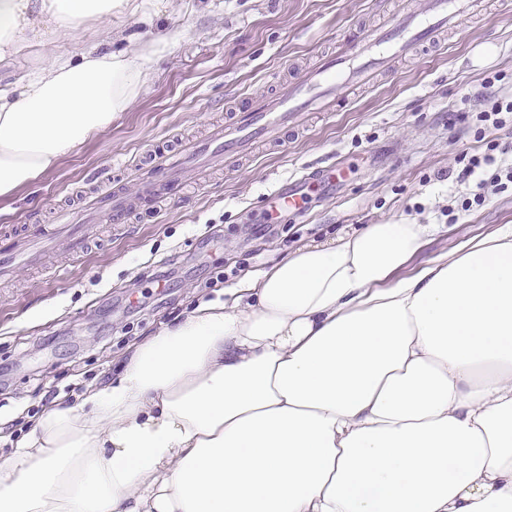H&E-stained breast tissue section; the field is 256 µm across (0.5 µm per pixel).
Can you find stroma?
Instances as JSON below:
<instances>
[{
    "label": "stroma",
    "mask_w": 512,
    "mask_h": 512,
    "mask_svg": "<svg viewBox=\"0 0 512 512\" xmlns=\"http://www.w3.org/2000/svg\"><path fill=\"white\" fill-rule=\"evenodd\" d=\"M412 0H165L152 23L140 15L87 24L59 41L76 52L95 32L170 34L153 78L110 127L78 145L57 167L0 197V225L51 224L60 209L81 216L96 178L181 140H200L224 124L239 94L265 96L333 51L338 40L386 22ZM512 89V0H482L476 14L438 48L396 62L335 111L309 112L283 142L257 143L228 169L189 182L175 200L147 205L131 222L95 227L81 257L62 251L53 271L23 269L0 282V460L53 401L77 404L91 385L117 374L130 348L225 287L270 268L298 246L364 224L442 225L402 270L413 274L467 236L512 224V191L446 216L449 178L473 129L449 128L448 111L472 109L482 79ZM339 185L322 187L320 168ZM310 177L303 216L266 227L265 197L293 175ZM170 278L157 282L160 272Z\"/></svg>",
    "instance_id": "stroma-1"
}]
</instances>
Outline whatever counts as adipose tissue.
<instances>
[{"label": "adipose tissue", "mask_w": 512, "mask_h": 512, "mask_svg": "<svg viewBox=\"0 0 512 512\" xmlns=\"http://www.w3.org/2000/svg\"><path fill=\"white\" fill-rule=\"evenodd\" d=\"M137 0H0V61ZM169 42L0 88V196L138 97ZM438 224L313 240L136 344L0 463V512H512V224L410 276Z\"/></svg>", "instance_id": "1"}]
</instances>
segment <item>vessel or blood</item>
<instances>
[{
    "instance_id": "b4317fda",
    "label": "vessel or blood",
    "mask_w": 512,
    "mask_h": 512,
    "mask_svg": "<svg viewBox=\"0 0 512 512\" xmlns=\"http://www.w3.org/2000/svg\"><path fill=\"white\" fill-rule=\"evenodd\" d=\"M476 9L477 0H416L413 9L394 15L386 25L343 38L335 52L281 86L276 95L241 99L234 121L206 139L182 142L172 155H155L150 168L127 170L123 183L98 181L83 202L88 224L66 220L50 228L42 224L0 228V279L12 277L18 267L44 263L61 245L73 255L84 254L89 223H127L143 202L173 199L187 179L233 165L258 141H278L304 113L335 111L341 96L373 84L397 60L457 29ZM305 187V178H297L271 192L269 201L296 210Z\"/></svg>"
}]
</instances>
